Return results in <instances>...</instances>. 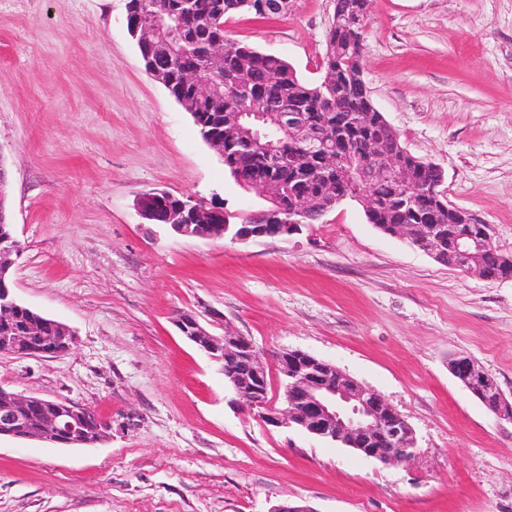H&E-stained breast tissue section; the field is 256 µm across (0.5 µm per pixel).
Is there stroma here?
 <instances>
[{"mask_svg":"<svg viewBox=\"0 0 512 512\" xmlns=\"http://www.w3.org/2000/svg\"><path fill=\"white\" fill-rule=\"evenodd\" d=\"M334 7L292 0L224 28L315 83ZM368 22L374 107L512 256V0H370ZM0 152L21 245L12 292L76 334L59 357L0 355V385L112 423L78 448L1 438L0 512H512V421L448 370L470 356L512 400V279L441 265L349 200L299 234L237 243L141 219L152 189L239 218L266 202L145 72L126 0H0ZM187 310L378 391L413 427L416 460L264 425L223 362L180 336Z\"/></svg>","mask_w":512,"mask_h":512,"instance_id":"35a3bbf8","label":"stroma"}]
</instances>
